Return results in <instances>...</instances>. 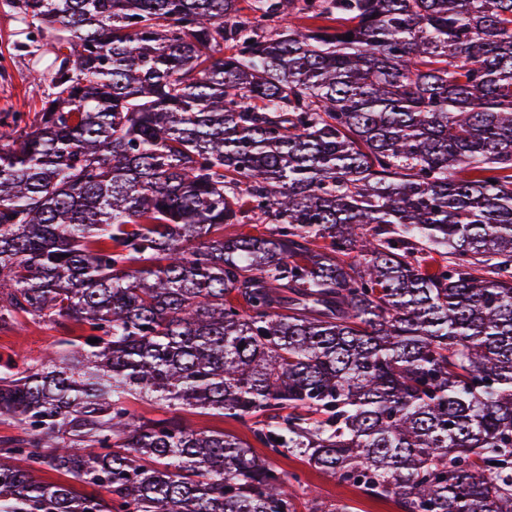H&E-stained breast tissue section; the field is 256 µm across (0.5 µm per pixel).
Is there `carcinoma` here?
<instances>
[{"instance_id":"cac0c4a2","label":"carcinoma","mask_w":512,"mask_h":512,"mask_svg":"<svg viewBox=\"0 0 512 512\" xmlns=\"http://www.w3.org/2000/svg\"><path fill=\"white\" fill-rule=\"evenodd\" d=\"M5 2L53 61L0 120V332L67 336L0 365V512H297L137 398L512 512V0Z\"/></svg>"}]
</instances>
